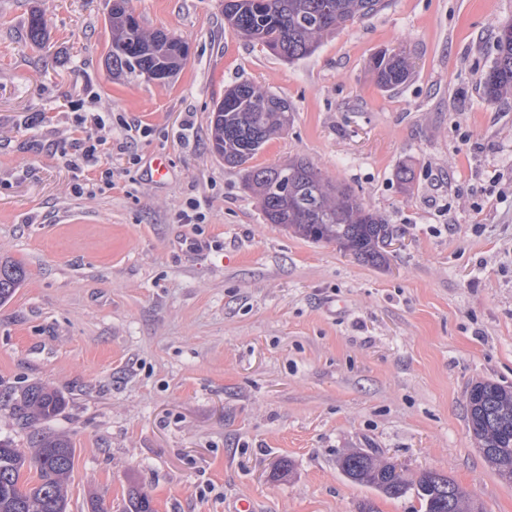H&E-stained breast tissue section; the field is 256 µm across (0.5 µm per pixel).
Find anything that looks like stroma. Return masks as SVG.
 I'll list each match as a JSON object with an SVG mask.
<instances>
[{
	"label": "stroma",
	"mask_w": 512,
	"mask_h": 512,
	"mask_svg": "<svg viewBox=\"0 0 512 512\" xmlns=\"http://www.w3.org/2000/svg\"><path fill=\"white\" fill-rule=\"evenodd\" d=\"M107 3L0 0V258L27 273L0 306V439L28 455L36 429L70 442L68 512L138 494L154 512H421L348 480L337 461L355 449L512 512L464 399L512 388V96L481 85L512 0H388L295 62L232 31L224 0H129L189 47L165 83L112 77ZM383 50L411 67L391 89L371 70ZM241 82L292 108L254 166L302 157L350 185L397 231L383 263L265 223L210 149L209 114ZM84 112L139 128L102 151L104 192L88 189L100 168L60 156ZM193 198L198 226L178 220ZM33 383L65 406L31 430L6 401Z\"/></svg>",
	"instance_id": "1"
}]
</instances>
